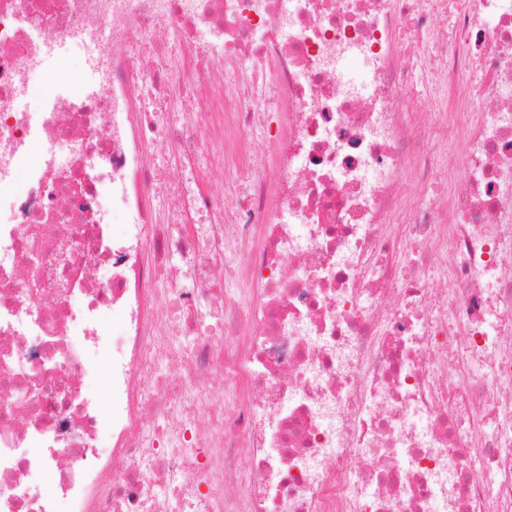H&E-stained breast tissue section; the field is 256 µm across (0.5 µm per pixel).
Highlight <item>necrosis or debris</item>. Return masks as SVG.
<instances>
[{"mask_svg": "<svg viewBox=\"0 0 512 512\" xmlns=\"http://www.w3.org/2000/svg\"><path fill=\"white\" fill-rule=\"evenodd\" d=\"M0 512H512V0H0ZM82 68V59L77 55L62 54L47 61L36 73L35 88L26 90L19 98V103L30 112H41L45 106L43 87L46 89L50 80L63 70Z\"/></svg>", "mask_w": 512, "mask_h": 512, "instance_id": "4bbe7bcc", "label": "necrosis or debris"}]
</instances>
